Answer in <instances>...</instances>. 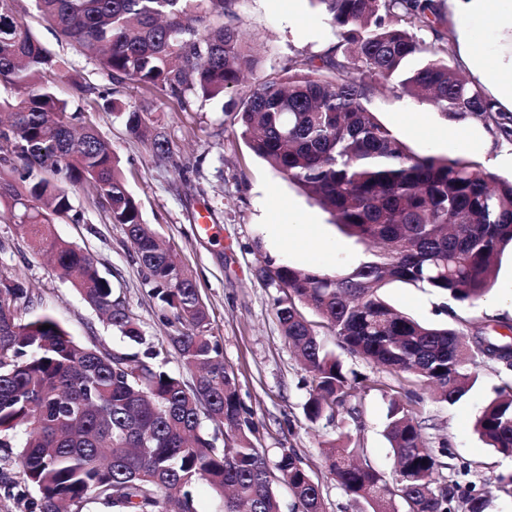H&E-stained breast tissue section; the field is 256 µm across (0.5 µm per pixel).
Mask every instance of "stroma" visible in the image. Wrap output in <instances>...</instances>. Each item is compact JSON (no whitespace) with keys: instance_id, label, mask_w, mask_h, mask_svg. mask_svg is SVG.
<instances>
[{"instance_id":"stroma-1","label":"stroma","mask_w":512,"mask_h":512,"mask_svg":"<svg viewBox=\"0 0 512 512\" xmlns=\"http://www.w3.org/2000/svg\"><path fill=\"white\" fill-rule=\"evenodd\" d=\"M450 31L451 65L469 82L491 84L466 66V41H474L488 58L512 60V0H499L497 23L460 11L455 0H440ZM240 28L259 58L223 99L189 96L187 103L126 80L110 82L96 65L81 56L34 11L23 22L62 70L50 78L59 95L76 109L74 126H94L120 158L128 190L136 198L146 224L175 260L194 278L210 313L209 333L218 341L225 365L233 371L243 408L258 428L256 446L268 464L286 449H295L305 468L319 480L326 512H366L328 474L322 445L335 437L336 426L310 425L304 415L311 377L285 338L275 315L276 288L261 280L265 267L299 269L357 265L365 248L343 235L330 217L281 173L256 156L235 112L241 99L267 76L283 72L301 59L323 54L336 42L323 7L314 0H239ZM108 90L117 110L103 109L80 86ZM366 106L415 153L444 155L481 162L501 179H512V140L495 135L483 121L453 118L426 100L385 89L375 82ZM144 112L151 133L165 137L170 161L152 157L151 141L129 135L123 114ZM75 209L85 223L57 224L62 238L89 252L98 262L115 297L120 298L152 342L164 341L167 314L150 292L123 225L111 223L89 184L69 186ZM208 212L218 227L215 237L199 233L198 212ZM0 270L21 278L31 291V314H52L80 344L127 349V342L87 306L70 280L60 278L48 259L37 253L27 236L9 218H0ZM389 304L424 323H443L441 299L426 288L389 283ZM459 317L512 325V253H504L496 285L482 301L457 309ZM347 369L374 378V387L358 393L360 431L353 438L384 474L393 470V453L384 428L391 398H400L420 422L429 448L448 449V482L467 476L489 493L487 512H512V496L499 492L496 477L512 471V459L487 447L477 435L475 419L504 380L500 370L484 366L475 386L457 403L434 399L423 385L414 386L396 374L360 358L342 354Z\"/></svg>"}]
</instances>
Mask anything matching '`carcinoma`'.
Wrapping results in <instances>:
<instances>
[{
  "instance_id": "carcinoma-1",
  "label": "carcinoma",
  "mask_w": 512,
  "mask_h": 512,
  "mask_svg": "<svg viewBox=\"0 0 512 512\" xmlns=\"http://www.w3.org/2000/svg\"><path fill=\"white\" fill-rule=\"evenodd\" d=\"M45 22L111 80L129 79L184 102L224 95L257 59L235 25L236 0H33ZM336 45L255 85L236 112L254 153L277 169L347 237L376 246L356 266L325 272L281 265L261 270L279 289L275 314L284 336L311 374L306 419L358 421L352 398L366 376L344 368L319 339L309 310L339 346L410 383L433 387L455 404L477 381L476 369L512 364L489 356L480 337L506 338L467 321L424 324L383 298L393 281L429 288L448 302L471 304L495 285L500 256L512 247V181L475 160L418 155L366 107L372 83L428 98L443 112L494 125L512 139V115L491 106L484 90L448 64V34L437 0H317ZM18 0H0V204L8 205L39 253L59 276L143 353L77 343L52 315L26 323L30 302L22 282L0 272V446L20 445L17 474L0 471V488L28 512H76L90 504L114 512H197L194 489L223 495L224 512H281L275 475L298 512H325L322 488L294 450L270 469L257 450L256 428L242 407L236 379L208 334L209 311L192 276L160 248L126 188L118 159L101 134H75L67 101L43 80L53 56L18 14ZM431 35V41L425 35ZM426 53L417 69L407 61ZM128 132L144 138V113H125ZM45 172L49 177H37ZM93 182L114 224L125 226L152 292L172 312L167 345L146 342L128 307L113 297L89 253L54 231L60 220L85 221L64 186ZM49 328H43V325ZM173 348L192 376L163 370ZM231 433L232 447H216ZM482 440L512 457V381L481 410ZM399 469L387 478L342 431L325 443L326 467L344 493L371 512H485L470 485H448L446 450L426 446L421 426L396 399L385 426ZM32 487L38 498L29 499Z\"/></svg>"
}]
</instances>
